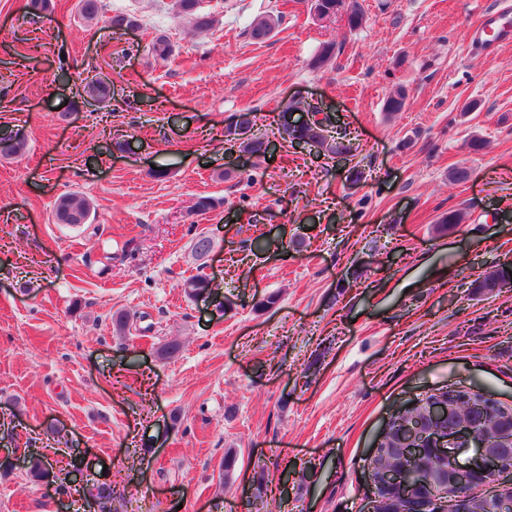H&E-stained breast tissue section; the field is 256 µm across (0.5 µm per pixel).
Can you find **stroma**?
<instances>
[{
    "mask_svg": "<svg viewBox=\"0 0 512 512\" xmlns=\"http://www.w3.org/2000/svg\"><path fill=\"white\" fill-rule=\"evenodd\" d=\"M25 2L0 0V129L25 141L0 155V455L72 461L111 486L85 512H364L396 409L446 386L512 405V290L468 288L512 262V41L488 51L475 31L512 0H360L355 31L306 0H202L220 17L202 34L172 0H103L90 22L77 0L40 16ZM121 12L138 27L113 31ZM278 13L269 39L249 36ZM159 33L166 60L148 49ZM329 42L333 61L313 70ZM102 76L125 107L75 98V78ZM399 85L410 103L386 116ZM310 104L346 128L359 184L280 148L277 113ZM242 112L274 143L267 157L226 151ZM66 192L90 201L88 223H56ZM200 197L217 207L194 211ZM451 209L464 222L438 231ZM194 276L210 295H185ZM171 341L179 353L161 358ZM261 478L278 493L257 510ZM69 501L28 466L0 470V512ZM281 22V15H261L252 20L248 28V33L254 40L264 41L274 33L275 29L279 27Z\"/></svg>",
    "mask_w": 512,
    "mask_h": 512,
    "instance_id": "1",
    "label": "stroma"
}]
</instances>
